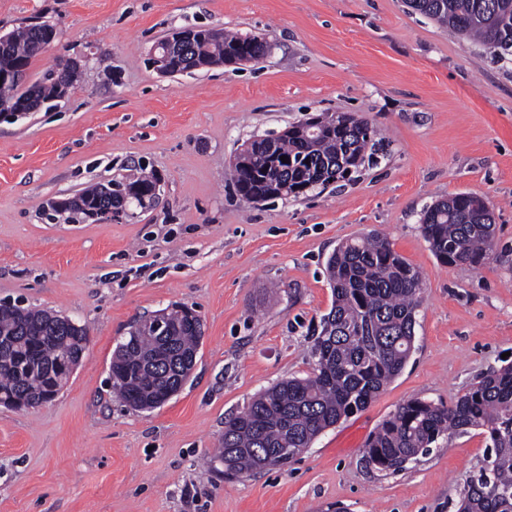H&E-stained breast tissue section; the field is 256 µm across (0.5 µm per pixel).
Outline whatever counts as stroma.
Here are the masks:
<instances>
[{
  "mask_svg": "<svg viewBox=\"0 0 512 512\" xmlns=\"http://www.w3.org/2000/svg\"><path fill=\"white\" fill-rule=\"evenodd\" d=\"M48 24L82 74L55 107L0 115V303L86 326L81 365L36 408L0 407V512H456L487 455L473 431L387 475L363 446L398 405L454 401L512 353V60L412 12L405 0H0V35ZM265 34L269 55L174 77L148 63L172 29ZM349 113L382 149L352 181L246 204L241 145L321 113ZM155 170L158 197L119 221L52 202ZM485 198L495 248L479 268L437 261L423 209ZM384 232L422 275L414 351L362 412L288 468L228 478L224 421L261 389L306 376L333 303L337 245ZM176 303L203 320L195 366L163 406H125L109 378L131 325Z\"/></svg>",
  "mask_w": 512,
  "mask_h": 512,
  "instance_id": "obj_1",
  "label": "stroma"
}]
</instances>
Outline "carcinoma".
<instances>
[{
	"label": "carcinoma",
	"instance_id": "obj_1",
	"mask_svg": "<svg viewBox=\"0 0 512 512\" xmlns=\"http://www.w3.org/2000/svg\"><path fill=\"white\" fill-rule=\"evenodd\" d=\"M416 12L471 38L499 60L512 56V0H406ZM54 32L35 24L0 40V69L20 76L0 83V112H35L69 93L72 85L50 68L26 85L31 60ZM192 36L188 58L203 66L236 61L246 54L259 62L269 42L262 34H229L212 28H181ZM375 131L363 118L336 125L327 114L315 127L293 123L269 140L252 141L236 156L232 181L239 196L252 204L283 196L298 197L302 186H325L344 167L357 173ZM287 157L282 162L280 157ZM92 185L69 201L68 210L88 217L92 209L113 204L144 206L139 196L125 197L123 182ZM422 233L444 265L477 268L490 258L495 224L480 196L458 193L427 206ZM326 274L333 304L313 329L312 372L282 380L255 395L240 413L224 421L217 459L225 472L250 474L288 465L293 457L341 419L364 410L404 369L414 350L421 275L379 231L339 245ZM169 331L160 338L140 331L118 343L110 366L112 388L132 409L162 392L178 393L194 367L203 336L202 320L192 324L173 308ZM89 342L86 328L46 310L0 305V399L41 404L47 371L60 361L80 365ZM478 430L489 442L487 465L466 479L457 512H512V364L471 384L448 405L412 399L385 419L369 437L364 457L390 474L442 445L456 434ZM283 448L292 455L280 457Z\"/></svg>",
	"mask_w": 512,
	"mask_h": 512
}]
</instances>
